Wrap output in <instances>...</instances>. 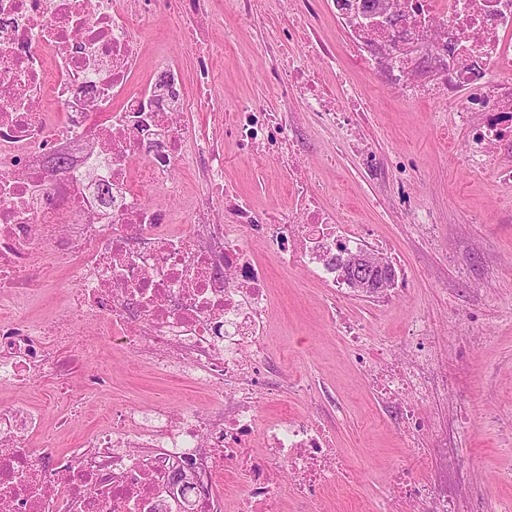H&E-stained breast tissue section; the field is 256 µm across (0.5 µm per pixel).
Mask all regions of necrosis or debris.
I'll use <instances>...</instances> for the list:
<instances>
[{"mask_svg":"<svg viewBox=\"0 0 512 512\" xmlns=\"http://www.w3.org/2000/svg\"><path fill=\"white\" fill-rule=\"evenodd\" d=\"M322 2L353 68L377 72L403 100L448 101L471 131L472 167L512 149V0H380L359 16L351 0ZM160 6L200 19L212 13V0H96L92 8L86 0H0V381L52 383L43 406L55 407L74 374L69 338L90 321L95 336L122 341L158 374L184 369L235 387L210 411L147 416L134 402L101 409L79 449L56 455L42 411L0 406V512H223L214 486L227 468L245 476L238 512H280L277 475L292 477L305 500L351 476L317 419L260 421L255 388L268 367L271 296L250 250L262 244L283 267L313 271L343 298L351 287L340 262L368 248L367 232L318 203L309 181L289 177L284 212L253 205L227 184L216 138L181 119L219 107L210 54L198 56L194 96L185 94L183 69L164 58L146 85L132 84L140 24ZM284 10L285 38L310 41L335 64V44L311 23L312 0H286ZM265 52L288 111L244 98L226 114L225 132L286 175L283 154L295 141L289 113L347 128L356 95L352 81L331 89L279 46ZM97 114L104 125L93 123ZM65 142L87 150L48 173L42 159ZM191 165L200 189L184 223L145 204L138 183L179 200L177 173ZM48 265L63 279L46 277ZM63 289L71 298L53 318L31 315ZM425 331L414 325L401 351L370 353L359 325L343 326L381 391L417 398L435 362ZM36 435L44 451L29 448ZM257 436L259 455L250 448ZM387 497L413 502L416 512H456L447 494L402 463Z\"/></svg>","mask_w":512,"mask_h":512,"instance_id":"1","label":"necrosis or debris"}]
</instances>
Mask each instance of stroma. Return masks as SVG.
<instances>
[{"mask_svg": "<svg viewBox=\"0 0 512 512\" xmlns=\"http://www.w3.org/2000/svg\"><path fill=\"white\" fill-rule=\"evenodd\" d=\"M216 3L207 25L223 54L224 78L213 89L223 109L186 115L205 133L223 122L236 97H254L272 111L279 105L263 54L265 41L281 31L279 13L269 0H259L243 24L225 0ZM235 25L237 40L225 44V28ZM140 39L144 67H151L161 49L194 82L195 54L173 18L151 17ZM353 79L363 106L354 122L378 155L408 160L409 179L386 171L366 175L344 131L308 112L295 119L304 147L302 169L326 206H340L392 246L404 290L385 306L357 294L335 304L305 269L282 268L274 256L255 250L270 273L267 343L272 361L281 366L269 378L276 398L262 403L261 417L318 416L353 471L349 482L324 487L308 512H366L388 485L393 462L407 460L411 447L430 449L417 470L433 484L447 482L459 512H501L503 503L512 504V187L499 183L492 169L467 165L469 132L447 104L403 101L368 73ZM223 148L227 180L259 206H287V179L275 175L271 162L241 155L229 138ZM413 204L431 212L435 224L411 223ZM336 315L363 325L370 349L400 344L417 320L425 321L427 345L442 356L448 375L447 386L429 389L418 404L436 419L438 437L422 439L398 429L390 404L379 402L346 336L332 324ZM92 331L89 323L74 328V346H91L81 349L77 372H94L108 361L110 403L132 399L148 413L160 406L175 413L190 404L213 406L211 386L186 373L159 375L146 362L129 372L130 354L92 339Z\"/></svg>", "mask_w": 512, "mask_h": 512, "instance_id": "35a3bbf8", "label": "stroma"}]
</instances>
